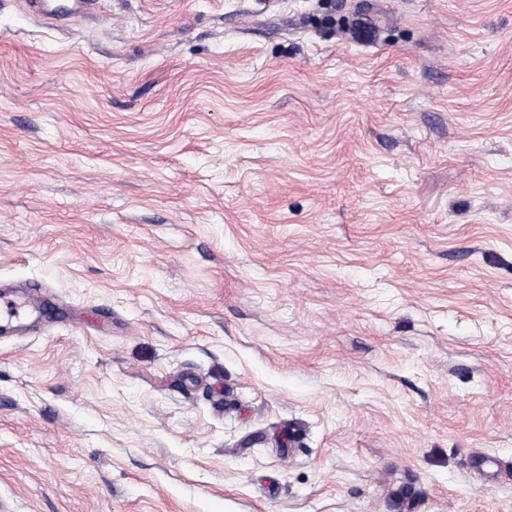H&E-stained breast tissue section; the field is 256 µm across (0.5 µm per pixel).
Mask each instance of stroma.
Here are the masks:
<instances>
[{
  "label": "stroma",
  "mask_w": 512,
  "mask_h": 512,
  "mask_svg": "<svg viewBox=\"0 0 512 512\" xmlns=\"http://www.w3.org/2000/svg\"><path fill=\"white\" fill-rule=\"evenodd\" d=\"M0 512H512V0H0Z\"/></svg>",
  "instance_id": "1"
}]
</instances>
